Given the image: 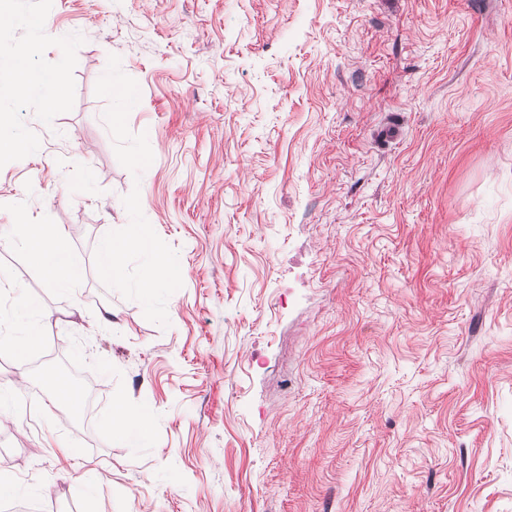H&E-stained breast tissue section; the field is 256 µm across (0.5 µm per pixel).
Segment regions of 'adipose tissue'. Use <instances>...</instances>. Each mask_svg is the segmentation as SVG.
Here are the masks:
<instances>
[{"label": "adipose tissue", "mask_w": 512, "mask_h": 512, "mask_svg": "<svg viewBox=\"0 0 512 512\" xmlns=\"http://www.w3.org/2000/svg\"><path fill=\"white\" fill-rule=\"evenodd\" d=\"M20 245L54 287L71 289L80 283L81 272L69 258L65 225L55 224L46 230H31L21 238ZM129 250L137 253L142 260V277L137 284L140 298L145 304H153L159 288L163 286V274L169 262L156 253L147 225L129 224L113 232L111 241L98 254L100 274L109 285H123L125 270L121 256Z\"/></svg>", "instance_id": "1"}]
</instances>
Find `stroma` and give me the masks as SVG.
<instances>
[{
    "mask_svg": "<svg viewBox=\"0 0 512 512\" xmlns=\"http://www.w3.org/2000/svg\"><path fill=\"white\" fill-rule=\"evenodd\" d=\"M0 144V506L512 512V0H22ZM131 94L114 114L102 74ZM97 180L85 184L83 173ZM65 225L54 288L16 242ZM174 260L103 283L117 225ZM100 389L85 435L43 376ZM150 408L129 447L114 405ZM19 76L24 78L27 88L46 81L45 76L31 70L21 58L0 55V136L7 132L16 139H21V133L13 124L11 112L2 107V102L13 96ZM123 226L117 231L112 230V240L99 251L100 274L112 287L124 285L125 270L121 256L126 251H134L142 260V277L137 284V290L141 300L151 306L159 288H163V274L169 267V261L156 253L147 225Z\"/></svg>",
    "mask_w": 512,
    "mask_h": 512,
    "instance_id": "1",
    "label": "stroma"
}]
</instances>
